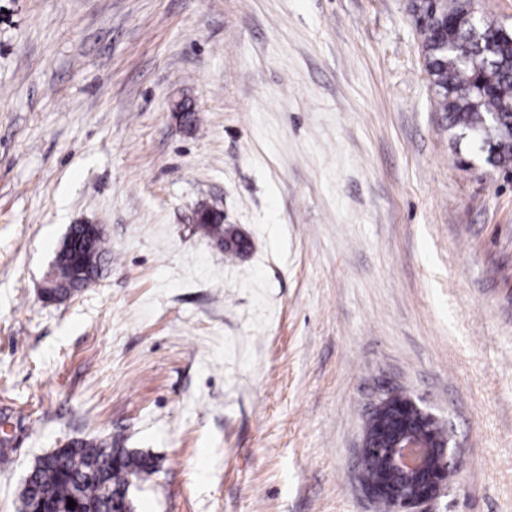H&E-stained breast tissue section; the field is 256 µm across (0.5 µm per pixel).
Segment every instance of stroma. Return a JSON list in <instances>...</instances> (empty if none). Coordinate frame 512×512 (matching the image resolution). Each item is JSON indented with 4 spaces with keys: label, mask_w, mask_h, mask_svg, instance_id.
<instances>
[{
    "label": "stroma",
    "mask_w": 512,
    "mask_h": 512,
    "mask_svg": "<svg viewBox=\"0 0 512 512\" xmlns=\"http://www.w3.org/2000/svg\"><path fill=\"white\" fill-rule=\"evenodd\" d=\"M411 3L0 0V512L92 438L156 459L137 512H383L385 390L460 444L427 512H512V183L451 139ZM73 224L112 259L45 301ZM205 234L220 244L230 256H236L242 251V245L235 233L224 230V217L217 213L209 218V222L198 224Z\"/></svg>",
    "instance_id": "35a3bbf8"
}]
</instances>
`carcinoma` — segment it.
I'll list each match as a JSON object with an SVG mask.
<instances>
[{"instance_id": "cac0c4a2", "label": "carcinoma", "mask_w": 512, "mask_h": 512, "mask_svg": "<svg viewBox=\"0 0 512 512\" xmlns=\"http://www.w3.org/2000/svg\"><path fill=\"white\" fill-rule=\"evenodd\" d=\"M413 11L424 71L454 140L471 144L492 166L512 171V35H502L501 25L475 11L472 0H426ZM198 210L209 215V222L199 224L205 234L228 255H238L242 245L224 229V217L206 205ZM67 238L70 247L55 257L59 266L69 267L86 252L98 264L81 278L63 277L54 289L60 297L99 277L110 254L106 234L91 235L82 224L71 225ZM155 470L153 458L140 451L117 448L107 439L74 440L35 459L20 495L21 512L43 504L55 512H135L130 488Z\"/></svg>"}]
</instances>
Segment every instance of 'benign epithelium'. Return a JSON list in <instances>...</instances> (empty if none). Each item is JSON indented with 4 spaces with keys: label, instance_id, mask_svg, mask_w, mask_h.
<instances>
[{
    "label": "benign epithelium",
    "instance_id": "1",
    "mask_svg": "<svg viewBox=\"0 0 512 512\" xmlns=\"http://www.w3.org/2000/svg\"><path fill=\"white\" fill-rule=\"evenodd\" d=\"M358 453V480L373 501H386L391 512H424L458 462V443L450 432L437 433V415L412 398L380 396L370 409Z\"/></svg>",
    "mask_w": 512,
    "mask_h": 512
}]
</instances>
